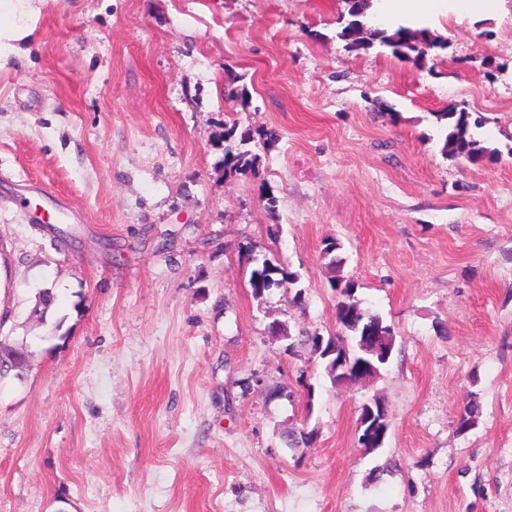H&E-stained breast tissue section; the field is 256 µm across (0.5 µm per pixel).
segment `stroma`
<instances>
[{
    "mask_svg": "<svg viewBox=\"0 0 512 512\" xmlns=\"http://www.w3.org/2000/svg\"><path fill=\"white\" fill-rule=\"evenodd\" d=\"M345 13L42 6L0 71V341L27 355L0 378V512H512V0L426 18L448 45L419 62L347 48ZM462 110L492 161L442 154L439 115ZM232 124L277 137L228 177ZM62 212L74 239L49 231ZM332 239L396 337L353 386L270 333H336ZM266 261L297 288L255 295ZM377 397L391 429L367 455ZM302 427L315 440L283 447Z\"/></svg>",
    "mask_w": 512,
    "mask_h": 512,
    "instance_id": "obj_1",
    "label": "stroma"
}]
</instances>
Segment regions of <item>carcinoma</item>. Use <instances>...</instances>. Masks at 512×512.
I'll list each match as a JSON object with an SVG mask.
<instances>
[{
	"instance_id": "cac0c4a2",
	"label": "carcinoma",
	"mask_w": 512,
	"mask_h": 512,
	"mask_svg": "<svg viewBox=\"0 0 512 512\" xmlns=\"http://www.w3.org/2000/svg\"><path fill=\"white\" fill-rule=\"evenodd\" d=\"M369 0H360L351 6L350 22L341 30L340 36L348 41L351 48H365L367 43L363 40V27L371 24L368 13ZM372 36L379 46L389 51L391 55L402 59L420 60L426 56L425 43L430 42L433 48L444 49L447 41L431 35L427 29L419 27L417 21L385 22L373 26ZM439 118L448 120V132L445 136L442 151L452 158L465 157L471 163H478L486 157H494L496 150L484 145V141L475 134L469 133L470 126H479V122H470L467 112H444ZM254 137L248 132L240 135V139L224 147V175L242 174L254 169L259 155L249 148ZM340 249L339 242L335 240L325 242L324 253L331 257L329 267L333 273L331 286L338 292L336 301V324L339 332L327 337L318 332L300 330L289 338L288 351L307 345L323 357L330 348L336 353L346 354L355 364L364 359V354L358 347V338L361 336L377 334L379 332H393L391 325L383 317L370 308H364L354 300L355 283L343 279L340 275L342 259L334 256ZM281 278H275V275ZM290 285L298 283V276L286 273L282 269L267 262L262 267L252 271L250 285L254 293L262 294L273 285L282 282ZM53 299L51 291L44 289L39 292L35 305L31 311V318L36 322L44 319V313ZM27 366L26 355L10 344L0 342V377L14 372L21 374ZM479 404L472 398L463 406L457 419V430L469 431L478 422ZM316 436V430L302 428L290 430L281 435L283 444L288 448H297L300 445L311 443Z\"/></svg>"
}]
</instances>
